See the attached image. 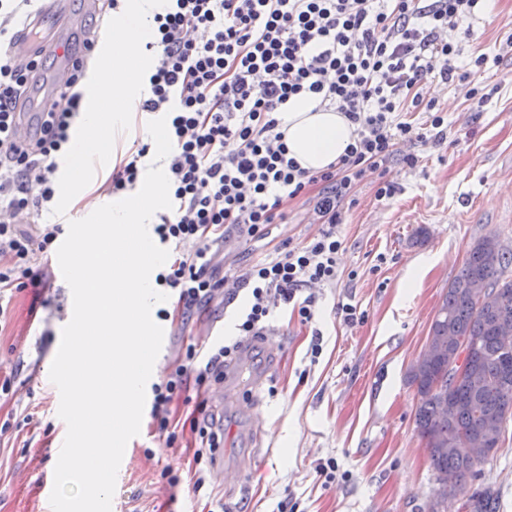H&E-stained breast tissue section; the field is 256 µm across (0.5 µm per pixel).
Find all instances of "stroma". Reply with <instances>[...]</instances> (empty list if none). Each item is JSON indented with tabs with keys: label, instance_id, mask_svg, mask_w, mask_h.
Returning <instances> with one entry per match:
<instances>
[{
	"label": "stroma",
	"instance_id": "1",
	"mask_svg": "<svg viewBox=\"0 0 512 512\" xmlns=\"http://www.w3.org/2000/svg\"><path fill=\"white\" fill-rule=\"evenodd\" d=\"M481 39L451 40L461 60L481 50L500 55L487 80L495 91L482 111H470L462 92L441 88L448 113L441 144L411 148L414 168L395 164L399 191L374 197L377 174L357 189V203L339 226L342 249L336 283L314 287L315 317L300 323L290 307L275 308L262 340L244 349L234 375L203 394L224 428V466L217 479L211 459L194 463L190 435L167 444L144 414L141 432L125 450L112 512H277L296 500L302 512H424L436 489L428 451L415 430L418 405L407 371L421 352L433 314L449 282L479 238L492 234L512 252V54L500 46L512 35V0H488L478 23ZM144 93L130 95L123 135L108 140L80 165L72 188H58L40 223L86 217L85 202H110L103 184L135 139L147 138L148 114L137 111ZM38 265L47 281L0 301V512H51L40 482L53 473L67 426L58 415L49 369L61 331L72 316V293L49 258ZM417 274L415 287L407 278ZM356 305L363 318L344 323L339 305ZM245 297L215 299L188 326L164 321L160 359L173 368L179 350L233 340ZM320 354H312L313 345ZM334 459L339 479L326 484L318 463ZM172 468L173 486L164 476ZM208 482L194 491V472ZM493 486L500 512H512V421L499 448L481 466L471 488Z\"/></svg>",
	"mask_w": 512,
	"mask_h": 512
}]
</instances>
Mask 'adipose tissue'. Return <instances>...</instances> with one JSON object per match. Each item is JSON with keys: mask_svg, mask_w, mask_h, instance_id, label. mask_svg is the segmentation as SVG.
I'll return each instance as SVG.
<instances>
[{"mask_svg": "<svg viewBox=\"0 0 512 512\" xmlns=\"http://www.w3.org/2000/svg\"><path fill=\"white\" fill-rule=\"evenodd\" d=\"M163 5L164 0H127L124 9L113 13L112 63L95 72L93 101L80 110L75 120L76 127L85 131L82 139L71 143L75 160L96 155L109 133L125 128L126 99L139 74L150 65L140 45L148 40L150 23ZM279 119L289 157L312 172L336 162L354 138L353 125L341 113L317 110L315 101L307 97L293 100Z\"/></svg>", "mask_w": 512, "mask_h": 512, "instance_id": "obj_1", "label": "adipose tissue"}]
</instances>
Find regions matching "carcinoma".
<instances>
[{
  "label": "carcinoma",
  "instance_id": "obj_1",
  "mask_svg": "<svg viewBox=\"0 0 512 512\" xmlns=\"http://www.w3.org/2000/svg\"><path fill=\"white\" fill-rule=\"evenodd\" d=\"M511 265L512 253L504 250L497 237L480 238L435 310L429 338L444 346L460 339L474 344L468 377L448 380V361L438 359L412 365L407 372L418 396L416 432L426 445L435 477L454 480L467 499L469 512H500L499 498L488 487H468L476 475V463L449 454L448 446L482 434L491 418L505 423L512 419V354L503 351L498 338L502 317H508L512 325V280L506 276ZM476 281L498 292L496 307L479 306L471 288Z\"/></svg>",
  "mask_w": 512,
  "mask_h": 512
}]
</instances>
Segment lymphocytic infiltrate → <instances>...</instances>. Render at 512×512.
<instances>
[{"mask_svg":"<svg viewBox=\"0 0 512 512\" xmlns=\"http://www.w3.org/2000/svg\"><path fill=\"white\" fill-rule=\"evenodd\" d=\"M155 14V39L144 52L150 94L139 111L166 118L172 150L166 175L173 207L155 231L177 250L155 278L176 291L177 315L188 323L216 296L233 303L240 291L250 301L239 338L208 351L187 345L174 368L153 387L151 414L168 433L171 406L189 388L223 383L245 342L263 336L273 309L285 304L302 322L314 317L313 285L335 283L342 242L338 228L356 203L367 173H378L377 200L393 198L394 161L415 166L407 144L443 142L448 118L420 87L428 80L467 85L472 109L486 97L473 75L484 73L488 54L457 65L460 50L444 34L471 26L481 0H166ZM31 0H0V293L41 286L32 264L62 234L58 224L32 218L53 202L56 163L70 141L79 106L71 77L55 111L39 116L27 142L15 137V108L42 61L19 63L10 52L13 21ZM308 95L342 112L354 141L336 163L311 172L289 158L277 115L289 101ZM411 112L424 122L408 120ZM149 144L135 142L105 183L113 194L141 181ZM302 199L318 224L308 241L281 243L240 274L223 273L224 243L238 234L258 242L287 218L286 206Z\"/></svg>","mask_w":512,"mask_h":512,"instance_id":"obj_1","label":"lymphocytic infiltrate"}]
</instances>
